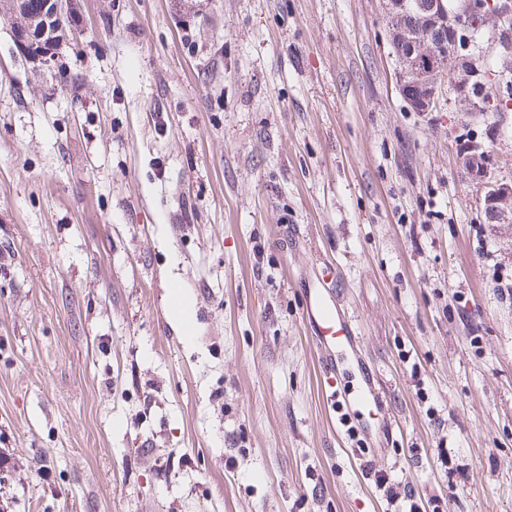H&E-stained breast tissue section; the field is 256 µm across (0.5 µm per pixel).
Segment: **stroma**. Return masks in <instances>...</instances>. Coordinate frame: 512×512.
Wrapping results in <instances>:
<instances>
[{
  "mask_svg": "<svg viewBox=\"0 0 512 512\" xmlns=\"http://www.w3.org/2000/svg\"><path fill=\"white\" fill-rule=\"evenodd\" d=\"M5 2L0 512H401L368 461L512 512V107L414 111L383 0H68L43 68ZM326 267L373 415L324 390ZM485 203L489 218L497 224L512 223V185L503 181H488Z\"/></svg>",
  "mask_w": 512,
  "mask_h": 512,
  "instance_id": "1",
  "label": "stroma"
}]
</instances>
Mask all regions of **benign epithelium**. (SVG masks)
Returning a JSON list of instances; mask_svg holds the SVG:
<instances>
[{"label":"benign epithelium","instance_id":"obj_1","mask_svg":"<svg viewBox=\"0 0 512 512\" xmlns=\"http://www.w3.org/2000/svg\"><path fill=\"white\" fill-rule=\"evenodd\" d=\"M393 19L389 37L400 47L399 92L417 112H432L447 75L455 70L458 33L470 25L497 29L512 24V10L488 0H468L463 12L452 14L444 0H386ZM485 203L497 224L512 223V185L487 182Z\"/></svg>","mask_w":512,"mask_h":512}]
</instances>
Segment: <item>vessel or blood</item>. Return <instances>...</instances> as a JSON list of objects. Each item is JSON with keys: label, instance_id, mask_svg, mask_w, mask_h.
<instances>
[{"label": "vessel or blood", "instance_id": "1", "mask_svg": "<svg viewBox=\"0 0 512 512\" xmlns=\"http://www.w3.org/2000/svg\"><path fill=\"white\" fill-rule=\"evenodd\" d=\"M304 314L314 342L329 354L324 364V384L333 386L336 380L335 357L353 350L359 339L353 320L346 316L336 299L334 282L325 281L309 289ZM341 398L350 408L370 409L376 405L378 394L372 380L368 379L356 389L343 391Z\"/></svg>", "mask_w": 512, "mask_h": 512}]
</instances>
